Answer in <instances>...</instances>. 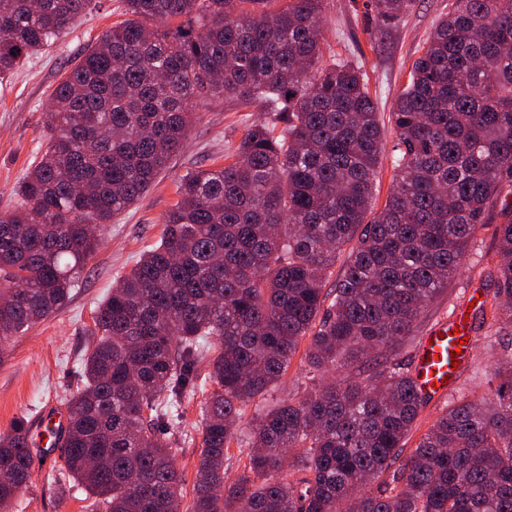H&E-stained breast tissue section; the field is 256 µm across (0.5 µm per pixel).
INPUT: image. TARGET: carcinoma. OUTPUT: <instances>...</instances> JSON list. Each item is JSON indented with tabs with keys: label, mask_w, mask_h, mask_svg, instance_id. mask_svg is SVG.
Wrapping results in <instances>:
<instances>
[{
	"label": "carcinoma",
	"mask_w": 512,
	"mask_h": 512,
	"mask_svg": "<svg viewBox=\"0 0 512 512\" xmlns=\"http://www.w3.org/2000/svg\"><path fill=\"white\" fill-rule=\"evenodd\" d=\"M124 0L51 93L50 137L0 214V345L62 308L112 218L186 142L196 98L258 102L235 159L180 177L159 241L94 313L85 387L57 437L62 477L107 512H183L174 466L199 388L190 512H512V352L494 397H461L403 445L425 405L395 359L512 195V0H450L391 112L392 187L373 211L383 129L362 65L325 59L326 0ZM93 0H0V80ZM391 25L414 0H369ZM494 321L512 323V219L498 226ZM341 277L325 293L332 269ZM308 339L302 397L264 400ZM248 465L224 463L241 421ZM34 442L0 435V509ZM299 475L291 481L287 471Z\"/></svg>",
	"instance_id": "cac0c4a2"
}]
</instances>
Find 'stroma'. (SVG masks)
<instances>
[{"label": "stroma", "mask_w": 512, "mask_h": 512, "mask_svg": "<svg viewBox=\"0 0 512 512\" xmlns=\"http://www.w3.org/2000/svg\"><path fill=\"white\" fill-rule=\"evenodd\" d=\"M122 0H95L55 45L20 64L14 75L0 81V213L20 201L17 188L38 158L47 136L46 109L63 73L82 51L113 23L122 19ZM448 0H417L403 20L377 27L368 0H328L325 37L333 52L360 62L381 118H388L408 72L429 38ZM375 38H368V31ZM197 118L182 153L139 202L115 217L104 244L86 262L69 302L29 330L0 346V435L17 419H25L35 441L32 475L15 498L11 512H90L92 495L70 481H57L59 448L46 446L39 426L45 414L65 416L66 401L84 385L82 359L98 304L111 292L143 251L161 233L163 218L176 202V183L186 172L233 154L247 125L266 119L259 105L245 106L229 98L197 103ZM500 206L486 212V224L469 245L462 270L431 305L420 326L428 331L453 314L469 313L473 349L447 397L429 400L418 416L407 446L419 438L445 408L461 396L480 395L495 386L493 365L503 353L487 335L493 309L484 300L495 290V229L505 221ZM483 308L471 307V300Z\"/></svg>", "instance_id": "1"}]
</instances>
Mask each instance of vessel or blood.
Masks as SVG:
<instances>
[{"instance_id":"obj_1","label":"vessel or blood","mask_w":512,"mask_h":512,"mask_svg":"<svg viewBox=\"0 0 512 512\" xmlns=\"http://www.w3.org/2000/svg\"><path fill=\"white\" fill-rule=\"evenodd\" d=\"M456 337L453 324L439 325L419 343V358L415 376L423 393L443 394L448 390L447 378L456 377L450 350Z\"/></svg>"}]
</instances>
